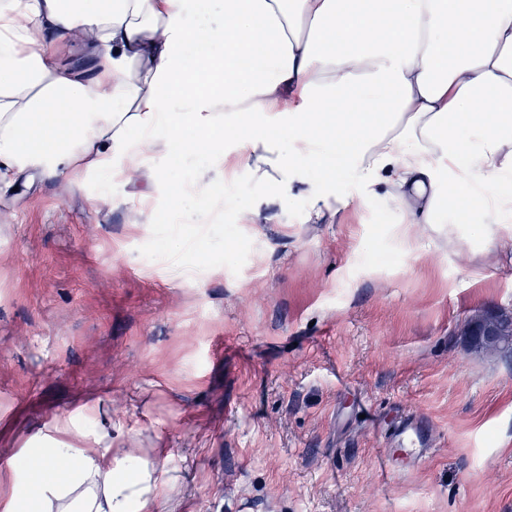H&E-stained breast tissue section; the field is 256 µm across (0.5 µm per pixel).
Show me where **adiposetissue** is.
<instances>
[{
	"label": "adipose tissue",
	"mask_w": 512,
	"mask_h": 512,
	"mask_svg": "<svg viewBox=\"0 0 512 512\" xmlns=\"http://www.w3.org/2000/svg\"><path fill=\"white\" fill-rule=\"evenodd\" d=\"M218 1L210 25L211 0H0V184L108 180L161 140L279 198L304 190L309 224L329 205L309 171L353 172L414 256L446 198H468L475 224L512 216V0ZM47 25L93 32L88 69L54 60ZM23 454L31 480L0 512H157L173 452L45 439Z\"/></svg>",
	"instance_id": "ef3b65f1"
}]
</instances>
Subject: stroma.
<instances>
[{"label":"stroma","instance_id":"1","mask_svg":"<svg viewBox=\"0 0 512 512\" xmlns=\"http://www.w3.org/2000/svg\"><path fill=\"white\" fill-rule=\"evenodd\" d=\"M199 177L232 187L221 208L170 196ZM324 192L351 207L308 224L306 195L161 143L107 188L1 187L0 496L35 435L78 433L175 449L159 512H512V348L466 335L512 309V262L468 210L417 262L356 178ZM410 422L431 433L416 459Z\"/></svg>","mask_w":512,"mask_h":512}]
</instances>
